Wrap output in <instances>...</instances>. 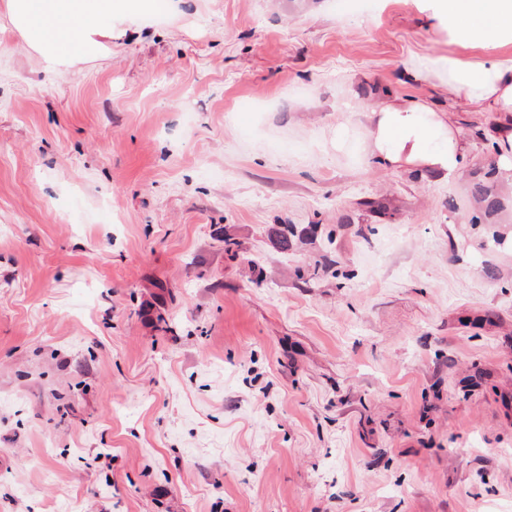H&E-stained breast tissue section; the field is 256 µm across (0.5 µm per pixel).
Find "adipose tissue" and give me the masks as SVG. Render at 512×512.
<instances>
[{"instance_id":"adipose-tissue-1","label":"adipose tissue","mask_w":512,"mask_h":512,"mask_svg":"<svg viewBox=\"0 0 512 512\" xmlns=\"http://www.w3.org/2000/svg\"><path fill=\"white\" fill-rule=\"evenodd\" d=\"M162 0H5V16L51 69L96 56L100 37L120 13L162 9ZM435 12L461 47L512 41V0H433ZM452 72L449 87L469 102L512 112V60L496 57L473 66L439 59ZM373 152L388 164L405 163L452 178L463 159L462 134L426 106L399 98L371 113Z\"/></svg>"}]
</instances>
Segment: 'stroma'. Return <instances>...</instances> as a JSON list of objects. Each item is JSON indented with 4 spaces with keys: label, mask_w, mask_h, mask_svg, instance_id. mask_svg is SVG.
<instances>
[{
    "label": "stroma",
    "mask_w": 512,
    "mask_h": 512,
    "mask_svg": "<svg viewBox=\"0 0 512 512\" xmlns=\"http://www.w3.org/2000/svg\"><path fill=\"white\" fill-rule=\"evenodd\" d=\"M491 55L429 0H172L58 72L0 27V512H512V113L432 73ZM391 95L455 179L372 154ZM496 145L499 151L498 175L512 184V124L500 131Z\"/></svg>",
    "instance_id": "stroma-1"
}]
</instances>
